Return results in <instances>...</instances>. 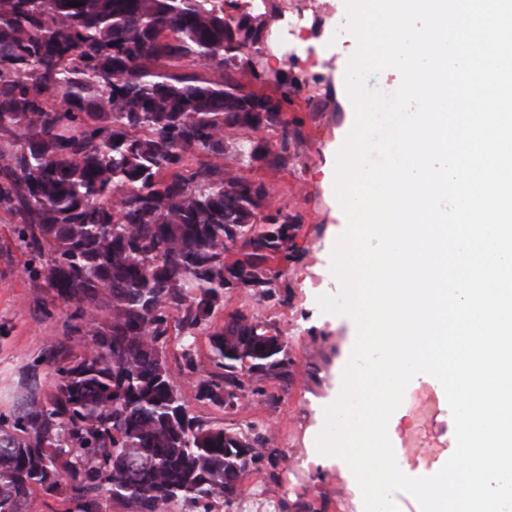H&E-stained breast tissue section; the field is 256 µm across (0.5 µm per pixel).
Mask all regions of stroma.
<instances>
[{"label": "stroma", "instance_id": "35a3bbf8", "mask_svg": "<svg viewBox=\"0 0 512 512\" xmlns=\"http://www.w3.org/2000/svg\"><path fill=\"white\" fill-rule=\"evenodd\" d=\"M272 15L300 9L306 16L302 38L305 52L296 61L280 55L270 67L290 68L304 84L289 106V115L303 119L305 143L287 165H237L242 178L263 183L274 205L300 213L296 260L272 261L288 288L284 299L259 301L241 291L225 293L222 309L210 319V329L222 327L224 314L236 309L255 314L281 328L292 360L284 380L262 381V394L244 399L241 410L225 415L198 402L181 366L184 336L171 326L166 358L171 382L181 390L191 415L212 423L224 421L267 429L280 455L277 467L256 464L241 481L239 497L217 504L215 512H257L253 494L269 501L300 498L313 512H358L355 494L338 472L316 479L305 461L323 427V413L335 399L334 377L346 353L350 324L341 316L321 313L316 298L326 293L333 276L329 242L342 219L334 195L335 157L354 123V108L345 86L355 38L340 31L337 19L344 0H270ZM18 226L0 209V413L10 414L18 395L20 372L37 359L48 343L68 329L70 312L52 292L37 295L27 272L29 255L18 241ZM395 448L411 470L438 472L453 454L456 441L445 394L427 381L409 385L400 407Z\"/></svg>", "mask_w": 512, "mask_h": 512}]
</instances>
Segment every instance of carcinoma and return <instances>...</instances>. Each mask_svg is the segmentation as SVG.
<instances>
[{
    "label": "carcinoma",
    "instance_id": "obj_1",
    "mask_svg": "<svg viewBox=\"0 0 512 512\" xmlns=\"http://www.w3.org/2000/svg\"><path fill=\"white\" fill-rule=\"evenodd\" d=\"M270 51L266 13L249 0H0V208L41 266L32 286L74 320L41 355L52 397L33 364L0 416V512H26L36 488L62 491L75 512L106 500L214 512L264 457L268 436L188 414L164 345L173 321L196 400L226 413L289 375L279 328L242 310L209 333L213 371L193 348L224 292L270 298L281 272L269 261L297 257L300 214L191 158L275 167L298 154L303 120L285 106L304 80L268 69Z\"/></svg>",
    "mask_w": 512,
    "mask_h": 512
}]
</instances>
